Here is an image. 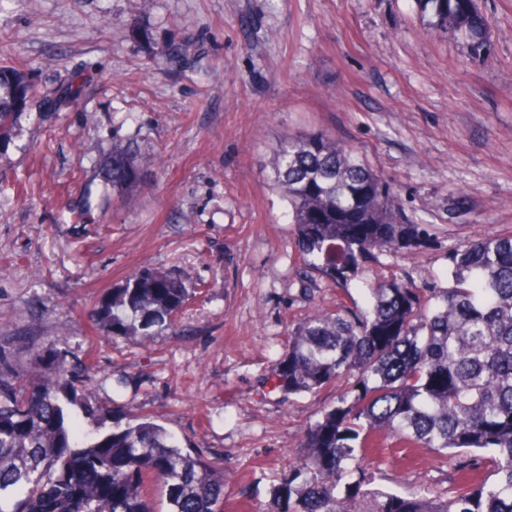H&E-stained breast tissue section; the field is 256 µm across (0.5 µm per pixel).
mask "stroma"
<instances>
[{
    "label": "stroma",
    "instance_id": "stroma-1",
    "mask_svg": "<svg viewBox=\"0 0 512 512\" xmlns=\"http://www.w3.org/2000/svg\"><path fill=\"white\" fill-rule=\"evenodd\" d=\"M478 7L492 51L469 63L413 0H0V64L39 86L0 145V336L48 337L100 418L151 416L223 466L224 512H281L299 434L342 387L285 400L264 380L313 305L365 291L302 294L265 153L317 130L359 148L429 234L367 273L443 282L449 248L512 232V0ZM117 144L145 165L130 197L103 178ZM143 267L211 289L147 345L105 337L91 312ZM377 477L446 490L454 471L419 451Z\"/></svg>",
    "mask_w": 512,
    "mask_h": 512
}]
</instances>
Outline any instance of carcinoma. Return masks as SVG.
<instances>
[{"instance_id": "cac0c4a2", "label": "carcinoma", "mask_w": 512, "mask_h": 512, "mask_svg": "<svg viewBox=\"0 0 512 512\" xmlns=\"http://www.w3.org/2000/svg\"><path fill=\"white\" fill-rule=\"evenodd\" d=\"M434 27L460 34L468 56L489 55L477 0H415ZM37 90L0 65V145ZM273 187L287 203L301 284L343 288L364 263L426 243L394 191L358 149L324 132L270 146ZM112 189L140 184L131 149L103 163ZM361 306L318 309L289 333L265 380L284 397L344 384L336 404L300 432L301 455L275 489L284 512H512V233L448 251L445 285L416 288L396 276L365 283ZM206 290L171 270L140 268L92 316L114 339L144 342L169 328ZM31 367L20 370L15 350ZM93 412L84 371L40 336L0 340V512H224V467L184 450L141 418L92 439L75 410ZM448 456L454 490L404 493L374 481L373 449Z\"/></svg>"}]
</instances>
